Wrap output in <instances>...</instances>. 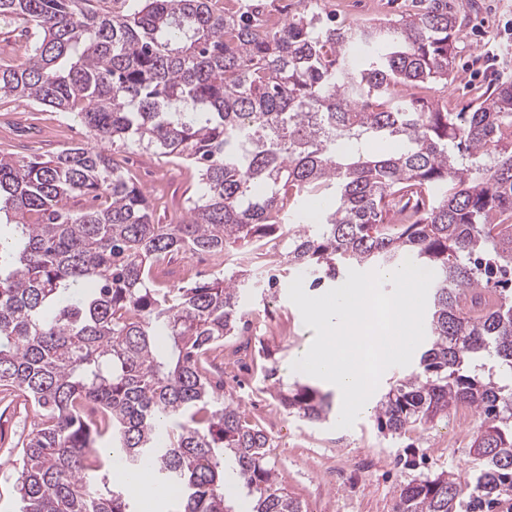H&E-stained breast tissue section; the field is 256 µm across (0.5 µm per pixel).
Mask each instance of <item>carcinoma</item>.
Masks as SVG:
<instances>
[{
  "instance_id": "obj_1",
  "label": "carcinoma",
  "mask_w": 512,
  "mask_h": 512,
  "mask_svg": "<svg viewBox=\"0 0 512 512\" xmlns=\"http://www.w3.org/2000/svg\"><path fill=\"white\" fill-rule=\"evenodd\" d=\"M0 0L34 35L0 64V98L64 112L109 148L0 157V388L31 402L20 512H129L119 461L148 468L176 512H235L224 456L250 512H304L279 484L269 437L204 373L247 330L230 263L204 284L160 288L175 251L232 256L287 237L310 287L410 258L434 272L425 350L374 407L391 436L460 406L480 429L474 466L401 486L394 512H496L512 499V80L450 112L418 96L452 78L462 24L448 0L336 24L311 0L274 30L263 0ZM374 140L395 153L368 149ZM136 144L195 165L202 194L178 224L114 158ZM311 423L331 394L278 390Z\"/></svg>"
}]
</instances>
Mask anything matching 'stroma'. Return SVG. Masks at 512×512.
I'll list each match as a JSON object with an SVG mask.
<instances>
[{"label":"stroma","mask_w":512,"mask_h":512,"mask_svg":"<svg viewBox=\"0 0 512 512\" xmlns=\"http://www.w3.org/2000/svg\"><path fill=\"white\" fill-rule=\"evenodd\" d=\"M464 19L453 45L455 75L447 87H433L432 98L462 111L498 79L512 78V0H452ZM90 144L88 130L61 112L42 108L24 98L0 99V157H48L62 140ZM121 157L140 188L168 172L161 199L154 202L156 223L167 224L185 213L198 185L194 169L175 164L132 146ZM280 286L268 293L265 282L253 284L245 309L251 341L250 373L236 376L225 370L224 393L232 397L248 422L265 427L270 436L268 456L278 479L306 512H393L401 486L426 473L449 470L465 476L472 467L469 450L479 426L477 418L459 423L448 416L409 428L393 437L381 433L372 411L360 414L353 427L337 428L336 417L309 423L288 415L277 404L273 381L265 380L278 367L283 385L303 382L292 364L310 348L315 336L288 296L293 277L279 264ZM37 418L22 399L0 395V512H18L16 443L30 432ZM417 462L405 468L406 459Z\"/></svg>","instance_id":"35a3bbf8"}]
</instances>
